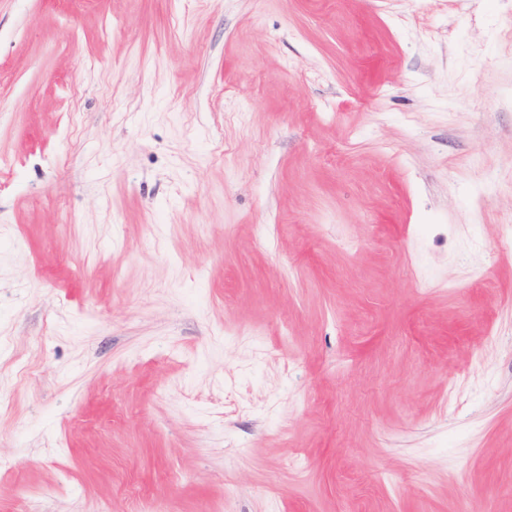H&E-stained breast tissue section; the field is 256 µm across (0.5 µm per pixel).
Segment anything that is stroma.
Instances as JSON below:
<instances>
[{"instance_id":"obj_1","label":"stroma","mask_w":512,"mask_h":512,"mask_svg":"<svg viewBox=\"0 0 512 512\" xmlns=\"http://www.w3.org/2000/svg\"><path fill=\"white\" fill-rule=\"evenodd\" d=\"M0 512H512V0H0Z\"/></svg>"}]
</instances>
